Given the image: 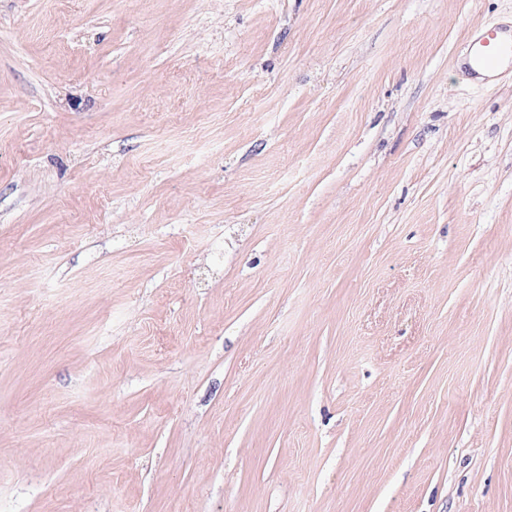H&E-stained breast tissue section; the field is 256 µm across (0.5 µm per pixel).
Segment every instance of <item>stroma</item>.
<instances>
[{
	"label": "stroma",
	"instance_id": "stroma-1",
	"mask_svg": "<svg viewBox=\"0 0 512 512\" xmlns=\"http://www.w3.org/2000/svg\"><path fill=\"white\" fill-rule=\"evenodd\" d=\"M512 0H0V512H512ZM471 71L488 75L512 69V29L489 26L470 44Z\"/></svg>",
	"mask_w": 512,
	"mask_h": 512
}]
</instances>
